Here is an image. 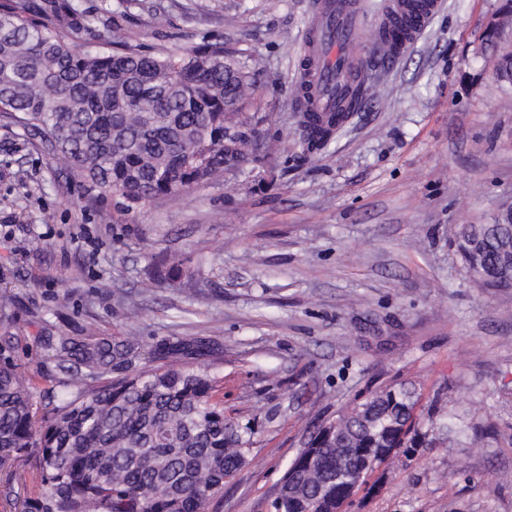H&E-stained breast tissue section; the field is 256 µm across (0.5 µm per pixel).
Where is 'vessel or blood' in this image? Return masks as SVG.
Instances as JSON below:
<instances>
[{
    "instance_id": "b4317fda",
    "label": "vessel or blood",
    "mask_w": 512,
    "mask_h": 512,
    "mask_svg": "<svg viewBox=\"0 0 512 512\" xmlns=\"http://www.w3.org/2000/svg\"><path fill=\"white\" fill-rule=\"evenodd\" d=\"M440 4L441 0H384L373 33L378 60L393 62L414 45ZM364 21V0H315L296 84L306 111L335 114L340 124L349 118L351 97L367 84Z\"/></svg>"
}]
</instances>
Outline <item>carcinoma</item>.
<instances>
[{
  "label": "carcinoma",
  "mask_w": 512,
  "mask_h": 512,
  "mask_svg": "<svg viewBox=\"0 0 512 512\" xmlns=\"http://www.w3.org/2000/svg\"><path fill=\"white\" fill-rule=\"evenodd\" d=\"M261 61L221 44L143 53L115 17L78 0H0V120L64 162L74 182L127 201L175 198L253 161L243 109ZM298 113L311 146L332 132ZM456 250L486 288L512 285V226L467 224ZM59 367L93 382L42 412L30 379L0 363V469L28 468L18 512H205L246 461L255 430L224 416L221 379L179 363L197 341L46 336ZM418 396L386 386L311 436L315 464L296 476L332 512L350 478L391 448H417ZM283 478L274 512H298Z\"/></svg>",
  "instance_id": "carcinoma-1"
}]
</instances>
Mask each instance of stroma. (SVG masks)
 Masks as SVG:
<instances>
[{
  "instance_id": "35a3bbf8",
  "label": "stroma",
  "mask_w": 512,
  "mask_h": 512,
  "mask_svg": "<svg viewBox=\"0 0 512 512\" xmlns=\"http://www.w3.org/2000/svg\"><path fill=\"white\" fill-rule=\"evenodd\" d=\"M312 0H81L121 14L156 53L223 43L261 56L247 110L254 163L179 199L120 211L0 125V346L37 394L78 383L46 336L201 342L192 366L224 380V413L256 430L207 512H272L312 433L403 383L426 442L371 473L346 512H512V288H483L454 242L512 202V86L496 77L512 25L482 40L503 0H444L419 42L375 66L329 144L305 151L295 83ZM178 256L186 272L160 281ZM457 414L472 428L449 441Z\"/></svg>"
}]
</instances>
